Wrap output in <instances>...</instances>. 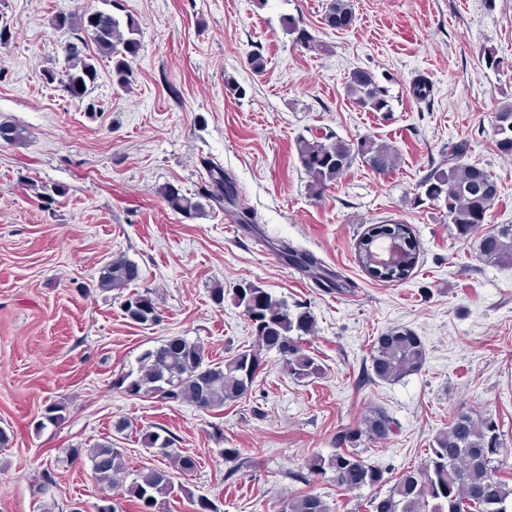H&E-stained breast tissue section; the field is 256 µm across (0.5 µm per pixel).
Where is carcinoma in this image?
<instances>
[{"label": "carcinoma", "mask_w": 512, "mask_h": 512, "mask_svg": "<svg viewBox=\"0 0 512 512\" xmlns=\"http://www.w3.org/2000/svg\"><path fill=\"white\" fill-rule=\"evenodd\" d=\"M324 24L345 29L354 21L352 0H328ZM57 30L86 34L94 44L92 54L79 45H68L65 66V91L75 99H83L89 86L97 79L96 62L111 64L112 81L123 91H130L134 82L131 65L140 49V24L132 15L119 18L109 10L87 9L81 13H59L51 18ZM286 34L295 45L318 49L313 34L293 18L284 20ZM84 89H79L78 84ZM348 97L365 112L391 111L385 90L375 75L365 69H354L346 81ZM430 81L420 75L410 86L411 96L422 101L431 96ZM495 147L503 156H512V103L495 112ZM301 166L310 179L309 188L321 194L352 164L360 159L373 172L386 174L396 164V154L388 146L369 137L351 145L343 140H301L297 146ZM466 145L448 144V170L433 169L418 184L420 195L443 210L444 221L454 227L457 238L478 237L479 256L488 263L512 266V224H501L487 231L483 224L498 194L491 174L484 168L462 162ZM209 183L191 194L172 184L160 188L166 206L186 219L198 218L211 203L229 200L237 204L235 182L224 169L211 166ZM398 238L404 243L405 265L374 269L369 255ZM280 251L294 266L308 272L322 287L332 290L339 285L324 276L320 263L310 253L286 244ZM359 266L375 281L398 283L408 279L418 262L419 246L411 225L398 221L373 224L356 241ZM141 278L137 263L119 253L111 256L99 269L97 287L125 294L121 309L125 317L138 325H155L161 321L156 300L148 291L132 292L130 287ZM236 305L243 308L251 322L256 345L238 351L224 361L206 360L204 348L182 336H168L145 349L137 359V370L120 375L112 388L127 396L153 398L169 402H189L202 411H214L246 397L264 364L265 354L275 352L282 370L299 383L318 377L322 368L305 349L303 340L316 332V320L310 310L298 304L288 305L282 297L242 282L233 289ZM427 360L424 341L408 327L391 328L380 334L372 345L371 370L379 380L395 381L422 370ZM66 405L61 401L47 404L36 427L58 426L66 419ZM398 429L396 419L383 407L372 408L354 427L336 433V452L328 458L316 457L307 465V472L294 475L296 481L312 485L314 479L331 473L336 487L349 490L378 489L391 484L384 496L374 495L366 502L368 512H509L512 509V486L498 478L499 468L507 465L497 425L488 418H476L459 410L448 428L435 434L427 456L417 469L403 471L398 478L389 470L374 465L363 456L359 447L363 440L380 442ZM141 443L166 461L164 467L141 471L125 487V495L133 499L138 512H169L174 499L187 498L194 512H217L207 497L195 493L178 478L198 468L195 456L181 450L176 439L165 429H147ZM224 460L233 463L225 473L232 478L243 468L252 467V458L240 448H221ZM87 458L95 484L115 487L123 483L127 464L124 450L109 440L88 448L70 449V459ZM279 512H330L323 497L307 490L285 499Z\"/></svg>", "instance_id": "1"}]
</instances>
